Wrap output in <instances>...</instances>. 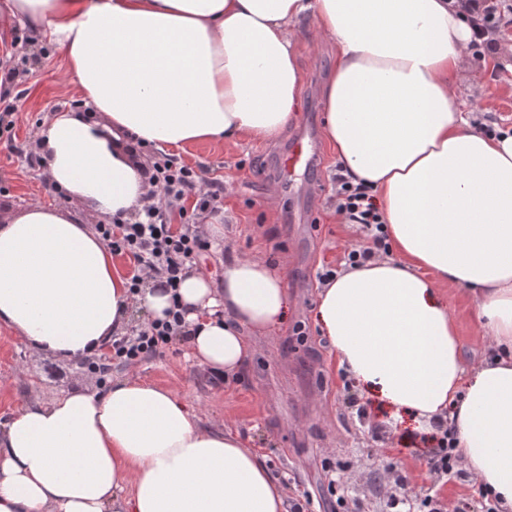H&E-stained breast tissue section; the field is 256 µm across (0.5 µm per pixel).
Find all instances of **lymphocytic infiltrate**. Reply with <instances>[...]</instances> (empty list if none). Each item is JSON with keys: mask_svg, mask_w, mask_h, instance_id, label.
I'll list each match as a JSON object with an SVG mask.
<instances>
[{"mask_svg": "<svg viewBox=\"0 0 512 512\" xmlns=\"http://www.w3.org/2000/svg\"><path fill=\"white\" fill-rule=\"evenodd\" d=\"M512 17V0H492L471 23L476 30L473 58L483 61L485 49L491 48V37L506 18ZM149 182L155 196L136 220L119 216L97 224L100 238L113 254L126 257L133 265L128 279L131 293H139L145 276L159 278L164 288L177 291L187 265L198 261L209 249L198 233L194 219L205 212L218 211L224 201L222 181L208 178L201 167L178 161L164 152H156L149 170ZM336 210L348 223L359 225L366 242L344 254L347 264L361 265L390 253L391 245L384 229L381 212L369 187L353 182L344 173H336ZM184 319L179 305H172L162 320L148 322L132 334L116 337L109 351L90 364L93 372L107 369L115 362L129 366L163 354L166 347L185 335Z\"/></svg>", "mask_w": 512, "mask_h": 512, "instance_id": "obj_1", "label": "lymphocytic infiltrate"}]
</instances>
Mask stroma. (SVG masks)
I'll return each mask as SVG.
<instances>
[{"mask_svg": "<svg viewBox=\"0 0 512 512\" xmlns=\"http://www.w3.org/2000/svg\"><path fill=\"white\" fill-rule=\"evenodd\" d=\"M312 19L297 26L296 51L302 78L298 110L275 139L213 141L180 149L182 161L200 165L224 182L219 212L196 216L199 224H220L228 245L221 255H208L204 265L222 277L232 256H258L286 274L291 302L283 326L272 336L252 337L254 357L239 376L214 383L206 370L186 357L185 345L174 344L163 355L127 368L111 364L106 375L89 372L84 363L40 357L0 327V424L30 400L48 401L81 386L103 387L105 379L134 374L175 391L196 409L204 425L229 427L247 447L264 456L271 474L290 478L287 497L308 493L312 512H388L387 499L398 493L415 501L426 490L438 491L446 512H483L481 498L469 485L444 481L432 474L426 459L432 448L427 436L401 432L376 447L361 429L355 404L359 389L339 368L334 351L314 320L323 266H339L345 248L361 244L363 234L336 217L332 178L336 153L323 138V95L335 59L332 45L312 47ZM482 82H473L477 68L464 58L455 84L460 109L471 121L512 129V24L495 36ZM0 42L11 56L0 68L17 72L11 86L14 142L0 138V214L9 215L34 202L79 208L66 193L47 191V175L35 165L36 132L53 113L69 110L77 89L61 91L57 77L65 58L36 30L15 25L0 29ZM312 129L320 153L311 170L297 171L293 183L281 180L278 161L291 138ZM275 206H268V196ZM465 361L477 360L486 341L478 326L474 298L467 291L444 287ZM404 477L396 489V477Z\"/></svg>", "mask_w": 512, "mask_h": 512, "instance_id": "stroma-1", "label": "stroma"}]
</instances>
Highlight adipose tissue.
Returning a JSON list of instances; mask_svg holds the SVG:
<instances>
[{"label":"adipose tissue","instance_id":"adipose-tissue-1","mask_svg":"<svg viewBox=\"0 0 512 512\" xmlns=\"http://www.w3.org/2000/svg\"><path fill=\"white\" fill-rule=\"evenodd\" d=\"M469 0H6L0 24L36 29L65 56L94 114L54 113L36 133L54 186L82 215L33 203L0 222V325L33 353L101 355L134 308L163 317L170 295L139 296L95 221L147 203L130 148L271 140L300 96L296 26L331 42L322 134L372 187L394 257L349 266L321 288L314 319L347 377L393 426L449 418L453 453L512 512V135L485 134L458 108L471 52ZM475 298L489 353L465 364L441 292ZM188 355L224 378L254 355L249 335L283 322V271L234 259L222 281L191 268L179 288ZM0 512H287L263 457L191 405L122 377L104 391L27 403L0 424Z\"/></svg>","mask_w":512,"mask_h":512}]
</instances>
